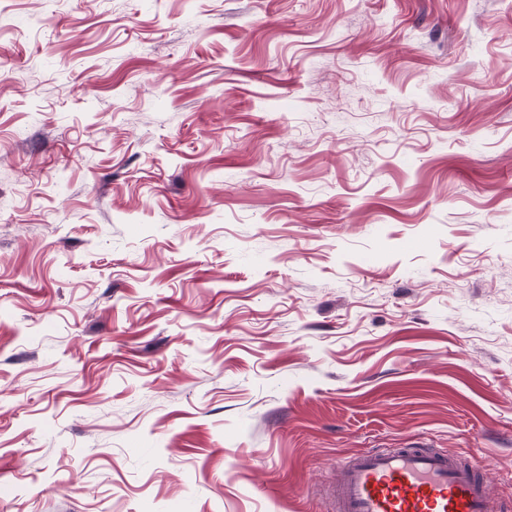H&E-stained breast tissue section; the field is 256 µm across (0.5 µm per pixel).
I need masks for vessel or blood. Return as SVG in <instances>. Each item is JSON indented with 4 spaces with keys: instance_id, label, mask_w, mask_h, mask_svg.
<instances>
[{
    "instance_id": "vessel-or-blood-1",
    "label": "vessel or blood",
    "mask_w": 512,
    "mask_h": 512,
    "mask_svg": "<svg viewBox=\"0 0 512 512\" xmlns=\"http://www.w3.org/2000/svg\"><path fill=\"white\" fill-rule=\"evenodd\" d=\"M333 512H506L470 457L426 448L365 451L342 462Z\"/></svg>"
}]
</instances>
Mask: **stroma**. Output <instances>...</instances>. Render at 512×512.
Segmentation results:
<instances>
[{
  "mask_svg": "<svg viewBox=\"0 0 512 512\" xmlns=\"http://www.w3.org/2000/svg\"><path fill=\"white\" fill-rule=\"evenodd\" d=\"M411 447L512 500V0H0V512Z\"/></svg>",
  "mask_w": 512,
  "mask_h": 512,
  "instance_id": "obj_1",
  "label": "stroma"
}]
</instances>
